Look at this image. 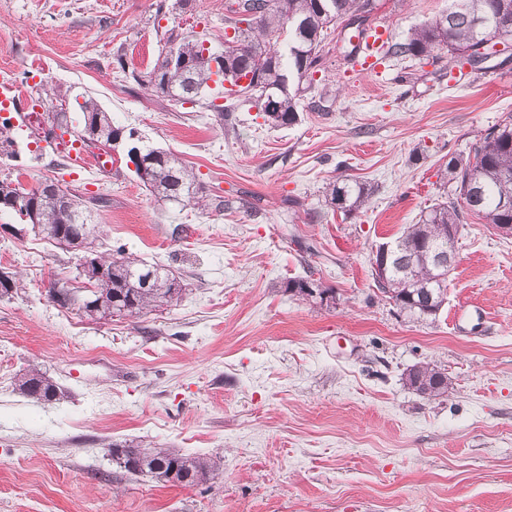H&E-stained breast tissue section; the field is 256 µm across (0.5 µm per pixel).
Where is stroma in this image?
<instances>
[{
	"label": "stroma",
	"instance_id": "1",
	"mask_svg": "<svg viewBox=\"0 0 512 512\" xmlns=\"http://www.w3.org/2000/svg\"><path fill=\"white\" fill-rule=\"evenodd\" d=\"M449 5L374 0L368 23L402 42ZM224 14V0H0V78L22 92L0 180L105 198L100 252L187 287L178 305L93 322L50 297L54 280H76L79 252L0 233V270L19 284L0 298V512H512V237L467 217L432 322L399 314L373 277L376 248L440 201L450 157L512 114V59L372 67L340 25L287 128L251 104L226 122L145 88L166 30L216 45ZM85 94L232 208L158 202L123 152L88 147L109 161L101 171L38 137L46 113L78 117ZM338 176L372 189L353 214L326 195ZM307 276L333 302L288 293ZM422 364L447 375V396L406 385ZM32 367L60 400L16 390ZM124 441L206 456L214 474L129 476L109 452Z\"/></svg>",
	"mask_w": 512,
	"mask_h": 512
}]
</instances>
